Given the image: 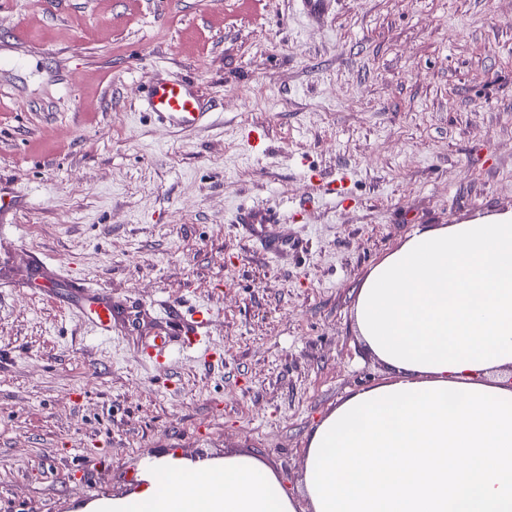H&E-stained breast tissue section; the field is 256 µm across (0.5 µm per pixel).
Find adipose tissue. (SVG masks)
I'll return each mask as SVG.
<instances>
[{"label": "adipose tissue", "mask_w": 512, "mask_h": 512, "mask_svg": "<svg viewBox=\"0 0 512 512\" xmlns=\"http://www.w3.org/2000/svg\"><path fill=\"white\" fill-rule=\"evenodd\" d=\"M354 324L392 380L308 440L311 512H512V213L425 228L375 265ZM112 512H297L258 456L154 457Z\"/></svg>", "instance_id": "obj_1"}]
</instances>
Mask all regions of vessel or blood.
Instances as JSON below:
<instances>
[{
	"mask_svg": "<svg viewBox=\"0 0 512 512\" xmlns=\"http://www.w3.org/2000/svg\"><path fill=\"white\" fill-rule=\"evenodd\" d=\"M146 101L155 119L172 127H198L208 117L191 84L183 80L153 83L147 91ZM66 282L82 317L101 335H110L113 315L111 294L90 288L82 278L72 274L68 275ZM164 311L166 322L177 326L180 339L175 342L164 334L156 336L152 344L144 350V357L160 363L176 351L197 358H209L212 354L208 339V326L211 321L209 309L199 306L187 314L179 306L168 303L165 304Z\"/></svg>",
	"mask_w": 512,
	"mask_h": 512,
	"instance_id": "1",
	"label": "vessel or blood"
}]
</instances>
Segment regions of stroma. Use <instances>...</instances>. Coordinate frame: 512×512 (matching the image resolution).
<instances>
[{
    "mask_svg": "<svg viewBox=\"0 0 512 512\" xmlns=\"http://www.w3.org/2000/svg\"><path fill=\"white\" fill-rule=\"evenodd\" d=\"M182 78L211 119L150 120ZM0 186V512H82L170 450L258 455L308 512L309 435L391 376L358 283L417 229L512 212V0H0ZM33 260L125 322L97 336ZM166 301L211 309V361L142 357Z\"/></svg>",
    "mask_w": 512,
    "mask_h": 512,
    "instance_id": "obj_1",
    "label": "stroma"
}]
</instances>
